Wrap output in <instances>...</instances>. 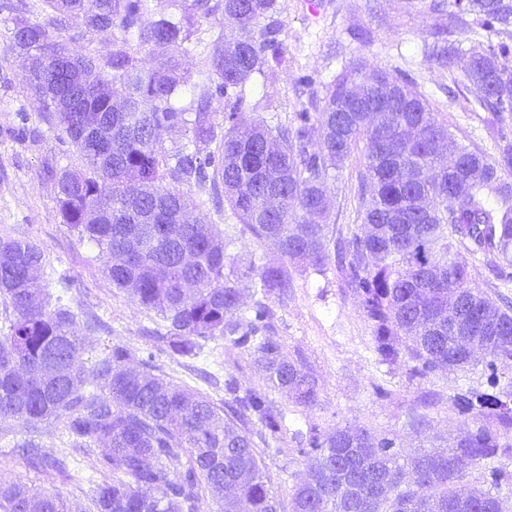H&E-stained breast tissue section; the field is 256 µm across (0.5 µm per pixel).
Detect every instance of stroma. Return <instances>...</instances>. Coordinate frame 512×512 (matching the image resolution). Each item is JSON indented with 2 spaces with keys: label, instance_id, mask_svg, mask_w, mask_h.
I'll list each match as a JSON object with an SVG mask.
<instances>
[{
  "label": "stroma",
  "instance_id": "1",
  "mask_svg": "<svg viewBox=\"0 0 512 512\" xmlns=\"http://www.w3.org/2000/svg\"><path fill=\"white\" fill-rule=\"evenodd\" d=\"M431 0H277L285 46V63L274 78L254 75L250 81L255 119L274 126L290 122L295 112L309 107L311 94L298 80L309 74L330 83L345 69L358 68L360 76L379 70H402L413 78V91L425 95L438 110L456 142L493 153L488 114L473 89L462 83L469 49L480 36L466 28L452 31L461 52L442 68L428 61L426 43L435 32L448 28L446 16L429 8ZM25 18L49 24L41 0H0V236L29 239L42 245L49 266L78 281V288L61 293L54 281L45 286L63 295L83 330L86 316H96L104 330L88 335L85 362H93L104 347L127 344L153 353L161 371L174 382L222 399L224 387L205 382L191 360L157 349L152 334L162 319L136 306L114 288L103 272L98 250L64 224L57 208L58 176L84 165L80 153L62 143L58 127L43 119V101L23 82L26 62L9 48L13 21ZM362 150H355L335 179L329 182L327 222L349 234L369 204L359 187ZM238 261L232 278L247 284L255 265L280 262L272 243L240 233L230 248ZM293 286L288 297L272 301L275 327L289 355H301L319 386L317 406L300 414L302 426L317 425L327 432L338 427L362 426L396 440L404 453L419 445L443 446L462 432L466 420L452 402L467 388L487 390L480 369L437 371L414 377L406 364L377 365L370 350L371 325L359 300L342 288L335 266L318 271L305 263H292ZM384 387L386 396L376 393ZM437 393L441 403L429 411L430 425L418 432L407 425L410 412L423 394ZM12 431L14 444L0 442V475L19 477L35 487L60 494L72 512H94L91 501L74 485L53 472L29 467L19 441L24 431L14 421L0 422Z\"/></svg>",
  "mask_w": 512,
  "mask_h": 512
}]
</instances>
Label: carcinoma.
<instances>
[{"instance_id":"cac0c4a2","label":"carcinoma","mask_w":512,"mask_h":512,"mask_svg":"<svg viewBox=\"0 0 512 512\" xmlns=\"http://www.w3.org/2000/svg\"><path fill=\"white\" fill-rule=\"evenodd\" d=\"M179 17L147 19L151 0H43L57 34L81 14L92 27L116 30L89 66L70 111L53 105L68 73L65 41L38 22L15 20L9 49L31 60L28 87L52 102L47 121L84 157L83 169L59 175L63 223L99 249L112 285L167 322L157 340L196 358L202 340H224L250 355L267 385L244 386L224 376V399L187 389L156 374L153 355L120 344L107 347L86 374L84 338L75 314L41 285L43 247L0 237V297L7 332L0 336V420L21 422L32 466L68 482L82 478L35 438L56 425L70 448L106 449L111 478L90 485L95 512H509L512 469V310L471 285L472 261L493 257L496 275L512 280V140L497 129L512 112V0H461L448 28L475 24L488 40L471 50L462 82L491 112L498 157L461 145L447 161L448 125L403 71H378L354 88L357 71L324 87L315 112L303 109L275 128L251 117L245 86L274 75L285 48L276 0H173ZM473 14L475 18L467 20ZM233 25L204 38L202 23ZM195 41L198 79L176 56ZM458 48L436 41L428 52L440 67ZM189 103L177 107L176 96ZM223 103L222 111L214 104ZM112 127L98 144L93 126ZM191 132L165 147L162 134ZM367 141L360 188L370 189L361 232L330 249L323 222L327 182L360 140ZM206 202L228 210L281 256L319 269L335 263L371 323L372 348L387 365L411 364L413 375L482 367L493 393L468 388L452 397L468 419L452 445L405 455L389 437L356 426L289 433V409L317 401L318 382L302 357L286 353L267 300L288 295L284 264H264L245 286L226 275L233 239L191 218ZM96 220L88 222V211ZM255 297L244 305L245 293ZM461 304L454 325L441 318ZM305 458L306 478L284 500L264 458ZM478 467V484L462 476ZM0 512H69L57 493L19 478H0Z\"/></svg>"}]
</instances>
